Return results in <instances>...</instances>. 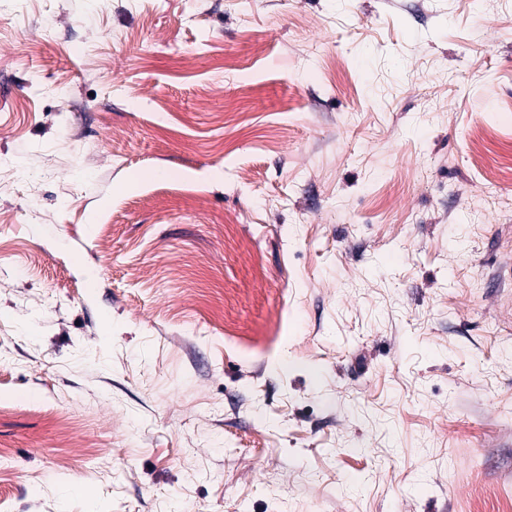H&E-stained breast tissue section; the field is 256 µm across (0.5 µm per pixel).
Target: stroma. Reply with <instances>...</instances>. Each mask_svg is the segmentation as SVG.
Listing matches in <instances>:
<instances>
[{
  "label": "stroma",
  "instance_id": "obj_1",
  "mask_svg": "<svg viewBox=\"0 0 512 512\" xmlns=\"http://www.w3.org/2000/svg\"><path fill=\"white\" fill-rule=\"evenodd\" d=\"M1 164L0 512H512V0H0Z\"/></svg>",
  "mask_w": 512,
  "mask_h": 512
}]
</instances>
